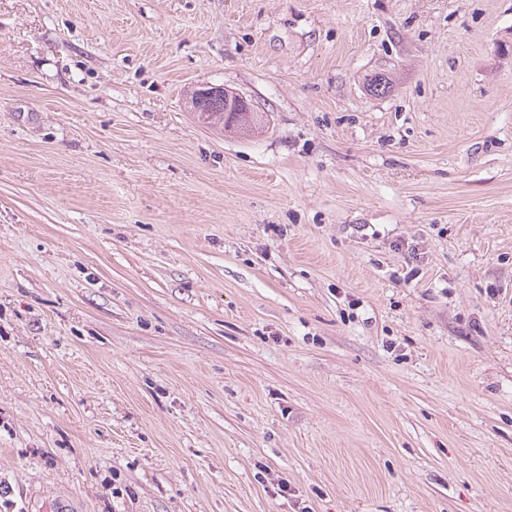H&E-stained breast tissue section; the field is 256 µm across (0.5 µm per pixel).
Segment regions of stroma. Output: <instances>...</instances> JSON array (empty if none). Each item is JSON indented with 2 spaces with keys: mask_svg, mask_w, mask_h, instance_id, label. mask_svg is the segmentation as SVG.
Listing matches in <instances>:
<instances>
[{
  "mask_svg": "<svg viewBox=\"0 0 512 512\" xmlns=\"http://www.w3.org/2000/svg\"><path fill=\"white\" fill-rule=\"evenodd\" d=\"M0 512H512V0H0ZM224 103L227 105L235 104L239 105L238 109L234 112H251L250 116L244 115L242 118L236 122L230 121L228 118H225L224 112ZM252 105L242 96L238 94L229 93L227 90H224V99H221L217 96L215 99H209L204 102L203 110L206 112H197V116L199 119L203 121V123L209 125L210 127H214L220 130H239V131H251V124L253 122V118L257 113L252 112Z\"/></svg>",
  "mask_w": 512,
  "mask_h": 512,
  "instance_id": "obj_1",
  "label": "stroma"
}]
</instances>
